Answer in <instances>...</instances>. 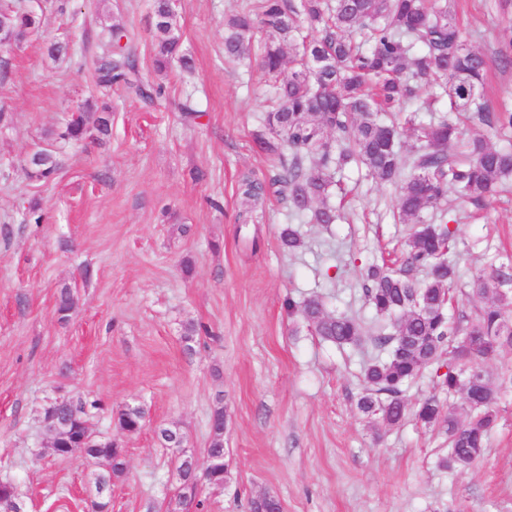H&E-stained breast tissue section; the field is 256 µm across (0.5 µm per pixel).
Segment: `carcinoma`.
<instances>
[{
  "mask_svg": "<svg viewBox=\"0 0 512 512\" xmlns=\"http://www.w3.org/2000/svg\"><path fill=\"white\" fill-rule=\"evenodd\" d=\"M456 0H258L224 20V56L249 54L254 30L267 37L259 65L271 82V97L254 134L260 149L278 159L270 188L297 218L313 224H335L340 213L329 202L335 176L346 168L365 169L375 183L397 187L393 215L411 232L393 257L367 266L364 295L384 325L368 328L356 317L333 316L320 297L302 302L307 322L323 340L338 347L356 345L369 337L378 355L363 368V391L357 402L365 415L386 427L412 415L430 428L441 426L448 454L439 467L464 470L484 453L490 430L499 418L502 395L512 389V373L497 380L477 363L491 360L512 347V261L479 270L473 294L483 300L474 316L453 319L445 299H453L457 276L451 258L454 232L446 224L427 222L424 214L439 210L452 189L484 207L512 176V110H493L486 101V56L469 46L456 18ZM155 62L164 71L176 61L186 69L192 60L180 52L176 12L170 0H153ZM39 27L34 11H20L0 0V37L18 39ZM512 67V26L501 35L497 56ZM96 84L108 89L123 85L130 94L151 102L161 93L137 77V64L124 28L109 32V48L94 62ZM431 93L426 109L436 102L444 109L426 123L410 106L424 88ZM472 116L505 141L465 137L460 119ZM109 134V119L82 109L66 124L61 138L80 142ZM32 174L55 180L60 163L50 149L29 157ZM265 187L249 177L239 187L245 213L256 211ZM424 273L417 282L410 272ZM433 367L440 392L413 409L404 387L427 367ZM51 411L59 422L84 414V407L57 401ZM123 431L144 424L135 407L117 413ZM212 436L200 468L193 455L179 456L180 484L201 480L219 488L230 478L224 451V409L212 415ZM85 459H108V469L95 474L101 494L126 470L122 450L110 441L93 439ZM204 501L184 488L169 501L168 512H180L188 501ZM251 512H281L270 494L254 498ZM0 512H24L14 487L0 484Z\"/></svg>",
  "mask_w": 512,
  "mask_h": 512,
  "instance_id": "obj_1",
  "label": "carcinoma"
}]
</instances>
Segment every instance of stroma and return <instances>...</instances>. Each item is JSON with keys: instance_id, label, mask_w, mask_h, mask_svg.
I'll list each match as a JSON object with an SVG mask.
<instances>
[{"instance_id": "1", "label": "stroma", "mask_w": 512, "mask_h": 512, "mask_svg": "<svg viewBox=\"0 0 512 512\" xmlns=\"http://www.w3.org/2000/svg\"><path fill=\"white\" fill-rule=\"evenodd\" d=\"M250 2L179 0L194 68L159 72L151 0H24L41 25L0 49V482L26 512H88L97 497L105 512H167L174 451L159 429L204 456L220 407L231 480L201 487L207 512H249L264 493L282 512H512V392L483 456L442 470L443 429L410 419L389 429L358 410L371 345L323 341L300 308L317 295L332 314L372 318L362 274L409 233L393 218L396 188L349 169L330 197L344 205L341 223H303L272 194L240 218L239 180L277 166L253 138L267 79L255 62L224 57V19ZM458 19L491 61L489 100L512 107V68L494 62L512 0H463ZM115 24L141 77L161 88L154 104L94 81ZM55 40L69 42L68 56H48ZM188 99L192 119L178 110ZM88 104L109 106L110 136L63 145L68 114ZM39 148L59 153L54 183L26 165ZM442 221L461 252L450 312L470 315L473 274L512 257V180L484 208L451 199ZM288 228L303 240L294 253L281 242ZM65 287L75 305L62 315ZM191 324L203 332L188 343ZM59 399L86 402L92 429L124 451L126 471L103 495L81 454L48 446L43 411ZM128 404L146 415L135 434L115 418Z\"/></svg>"}]
</instances>
